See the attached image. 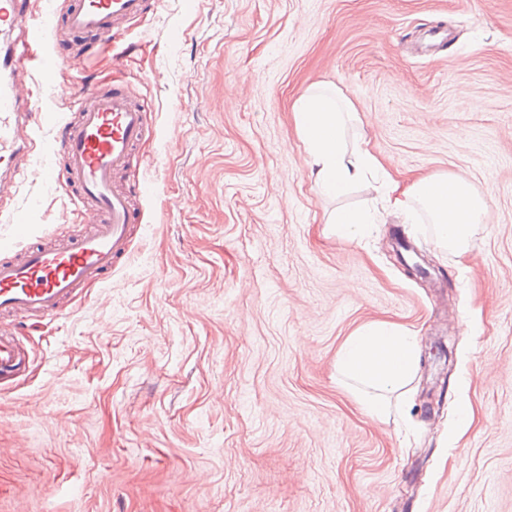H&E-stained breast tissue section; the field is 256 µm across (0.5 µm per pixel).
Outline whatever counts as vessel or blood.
Masks as SVG:
<instances>
[{
    "instance_id": "b4317fda",
    "label": "vessel or blood",
    "mask_w": 512,
    "mask_h": 512,
    "mask_svg": "<svg viewBox=\"0 0 512 512\" xmlns=\"http://www.w3.org/2000/svg\"><path fill=\"white\" fill-rule=\"evenodd\" d=\"M34 2L0 0V21L22 31L0 48V196L16 179L20 154L31 151L43 128L40 102L24 90L37 75L54 82L58 61L48 45L56 29L109 42L147 11V0H75L65 14L53 9L37 14ZM67 96L76 116L59 124L61 165L46 167L45 176L52 182L57 172L65 173L76 192L82 230L52 233L25 246L0 239V248L12 253L0 260V383L12 380L30 360L10 331L11 319L58 314L84 284L111 273L128 256L135 209L121 179L151 133L146 109L124 87L100 91L78 84Z\"/></svg>"
}]
</instances>
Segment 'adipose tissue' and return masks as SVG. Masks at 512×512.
I'll return each instance as SVG.
<instances>
[{
    "instance_id": "adipose-tissue-1",
    "label": "adipose tissue",
    "mask_w": 512,
    "mask_h": 512,
    "mask_svg": "<svg viewBox=\"0 0 512 512\" xmlns=\"http://www.w3.org/2000/svg\"><path fill=\"white\" fill-rule=\"evenodd\" d=\"M292 112L309 174L321 196L337 198L363 180L381 179L388 208L411 220L415 207H422L441 248L458 255L467 251L474 225L488 212L485 199L467 178L429 173L404 183L387 174L365 142L348 141L347 126L358 120L359 111L343 92L307 88L293 101ZM328 222L337 237L361 240L371 233L376 216L364 209L339 208ZM419 364L416 334L388 321L359 326L336 354L339 382L374 421L389 417L395 396L401 397L403 410H410L407 393Z\"/></svg>"
}]
</instances>
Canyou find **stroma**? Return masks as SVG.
Segmentation results:
<instances>
[{
	"label": "stroma",
	"mask_w": 512,
	"mask_h": 512,
	"mask_svg": "<svg viewBox=\"0 0 512 512\" xmlns=\"http://www.w3.org/2000/svg\"><path fill=\"white\" fill-rule=\"evenodd\" d=\"M53 49L14 198L29 224L1 233L72 229V190L41 177L63 86L123 82L152 135L123 177L128 259L18 324L31 363L0 385V512H512V0H162L118 48ZM313 83L354 100L348 137L397 179H469L488 217L464 255L425 216L332 234L327 213L381 190L318 196L290 111ZM379 320L420 339L408 422L370 420L337 380L340 346Z\"/></svg>",
	"instance_id": "obj_1"
}]
</instances>
